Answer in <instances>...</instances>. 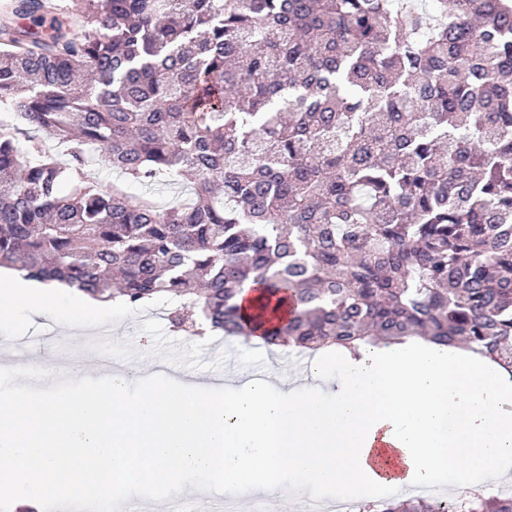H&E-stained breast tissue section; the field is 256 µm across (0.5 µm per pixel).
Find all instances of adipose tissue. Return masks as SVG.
<instances>
[{"mask_svg": "<svg viewBox=\"0 0 512 512\" xmlns=\"http://www.w3.org/2000/svg\"><path fill=\"white\" fill-rule=\"evenodd\" d=\"M101 307L0 266L1 325L53 314L78 331ZM127 375L105 368L86 390L22 386L1 401L0 496L109 502L147 482L201 497L218 484L298 506L312 486L451 495L512 480V377L462 346L327 352L302 375L253 377L219 398L189 378L132 401Z\"/></svg>", "mask_w": 512, "mask_h": 512, "instance_id": "1", "label": "adipose tissue"}]
</instances>
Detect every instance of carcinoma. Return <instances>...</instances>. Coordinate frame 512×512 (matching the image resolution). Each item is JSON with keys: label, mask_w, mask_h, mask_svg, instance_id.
<instances>
[{"label": "carcinoma", "mask_w": 512, "mask_h": 512, "mask_svg": "<svg viewBox=\"0 0 512 512\" xmlns=\"http://www.w3.org/2000/svg\"><path fill=\"white\" fill-rule=\"evenodd\" d=\"M0 264L275 347L422 336L512 375L507 0H13ZM66 152L18 145L20 125ZM180 186L173 204L102 187ZM256 296L244 310L245 287ZM358 512H512V493Z\"/></svg>", "instance_id": "carcinoma-1"}]
</instances>
